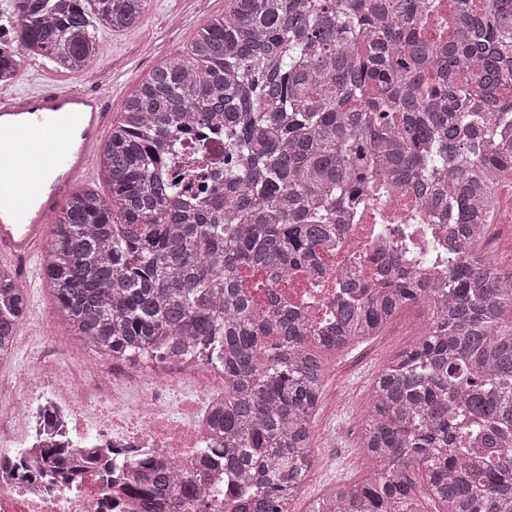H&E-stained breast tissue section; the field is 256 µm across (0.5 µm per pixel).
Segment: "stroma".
<instances>
[{"mask_svg":"<svg viewBox=\"0 0 512 512\" xmlns=\"http://www.w3.org/2000/svg\"><path fill=\"white\" fill-rule=\"evenodd\" d=\"M225 0H149L140 24L133 30L100 29V52L93 67L112 82V114H120L137 81L160 62L186 53L194 35L224 11ZM418 320L415 307L401 310L376 336L344 351L325 352L329 376L325 393L349 390L344 412L323 407L313 429L323 435L319 454L330 460L327 468H315L296 498L306 505L332 485L356 484L370 470L359 446L360 419L370 398V385L388 360L410 340Z\"/></svg>","mask_w":512,"mask_h":512,"instance_id":"35a3bbf8","label":"stroma"}]
</instances>
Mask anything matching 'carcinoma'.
<instances>
[{"label":"carcinoma","instance_id":"cac0c4a2","mask_svg":"<svg viewBox=\"0 0 512 512\" xmlns=\"http://www.w3.org/2000/svg\"><path fill=\"white\" fill-rule=\"evenodd\" d=\"M17 57L82 72L98 27L127 31L147 0H16ZM439 0H227L187 56L143 76L99 148L108 188L77 191L52 220L44 285L65 336L111 360L154 367L178 354L224 372L212 421L222 448L194 456L240 481V512H288L314 467L322 352L375 336L404 308L417 336L372 381L356 488L308 512H512V267L483 249L499 179L512 171V0H452L454 25L431 35ZM194 128L224 133L211 186L163 169ZM376 175L411 183L431 216L378 224L395 240L380 287L347 280L332 327L254 307L248 276L273 289L291 270L321 272L319 247L349 222ZM455 225L445 243L430 224ZM414 265L442 274L423 282ZM26 289L0 265V356L12 352ZM180 461L131 488L163 512L191 486Z\"/></svg>","mask_w":512,"mask_h":512}]
</instances>
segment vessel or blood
Returning <instances> with one entry per match:
<instances>
[{
    "label": "vessel or blood",
    "instance_id": "1",
    "mask_svg": "<svg viewBox=\"0 0 512 512\" xmlns=\"http://www.w3.org/2000/svg\"><path fill=\"white\" fill-rule=\"evenodd\" d=\"M111 97L108 80L0 93V259L12 262L21 281L41 279L50 217L97 171Z\"/></svg>",
    "mask_w": 512,
    "mask_h": 512
}]
</instances>
